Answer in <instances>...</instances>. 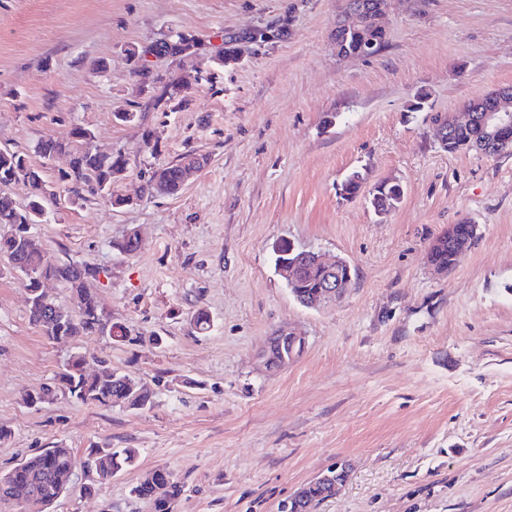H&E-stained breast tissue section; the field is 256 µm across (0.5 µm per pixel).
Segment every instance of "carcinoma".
<instances>
[{"instance_id": "obj_1", "label": "carcinoma", "mask_w": 512, "mask_h": 512, "mask_svg": "<svg viewBox=\"0 0 512 512\" xmlns=\"http://www.w3.org/2000/svg\"><path fill=\"white\" fill-rule=\"evenodd\" d=\"M142 52L143 45H131L125 49V59L131 65L139 91L150 94L152 108L166 112L173 101L179 105L187 103L188 86L169 68L158 64L151 75L144 73ZM93 138L91 130L76 126L71 131L70 142L48 137L38 143L37 151L45 159L73 151L69 170L60 176L63 191L70 199L86 201L91 197L118 203L120 198L113 195L112 187L126 171V158L120 153L93 148ZM481 139L482 130L478 124L458 126L449 134L448 151L474 150L475 143ZM207 161L206 155L189 150L174 161L158 164L149 181L150 193H179L184 187L185 171L200 170ZM19 181L27 183L30 189L24 205L3 191V188ZM376 193L379 199L373 205L385 211L401 199L403 190L398 184L386 183L377 187ZM57 205V195L47 191L39 171L35 170L25 153L0 149V227L8 228L7 232L0 233V258L9 257L18 263L19 268L30 271L29 275L21 278L23 288L29 293V321L52 340L108 335L115 341H122L126 338L125 328L112 323V315L100 296L89 288L88 276L79 271V267L88 268L90 263L57 262L38 247L27 246L29 225L41 222ZM50 282L62 283L70 290L74 299L73 309L57 305L51 307L43 300L42 289ZM84 364V356L75 354L55 377L71 397L82 403L127 410H143L151 405L152 392L146 386L131 388V384L137 382L134 377L110 366L97 372H87ZM53 394L55 386L45 384L26 393L23 401L29 406L50 404ZM138 457L135 448H114L107 443L90 449L83 458L77 457L70 448H48L0 473V512L17 506L24 512H48L62 495L71 490V486L60 477L68 474L74 465L83 463L93 467L97 482L103 484L121 470L135 466ZM16 488L27 489L25 503L13 500ZM132 492L149 501L153 512H174L175 503L182 494V485L166 470L155 480L139 483ZM324 492V484L314 479L300 487L304 512H311L325 500Z\"/></svg>"}]
</instances>
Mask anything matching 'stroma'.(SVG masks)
I'll return each instance as SVG.
<instances>
[{
    "mask_svg": "<svg viewBox=\"0 0 512 512\" xmlns=\"http://www.w3.org/2000/svg\"><path fill=\"white\" fill-rule=\"evenodd\" d=\"M341 6L0 0V148L28 154L61 196L30 233L57 261L105 269L93 287L127 331L50 340L21 284L0 275V472L46 448L139 451L135 467L52 512H152L132 489L158 468L183 486L175 512H277L338 464L346 478L314 512H512V153L445 151L433 123L512 86V0H388L385 44L369 57L337 55ZM287 13V37L246 46L239 62L187 60L189 104L175 112L148 107L124 58L172 32L217 46ZM136 103L137 122L115 120ZM78 125L125 156L113 187L125 205L62 197L69 158L44 160L36 145ZM193 149L207 165L178 194H150L156 161ZM355 172L360 190L344 197ZM383 183L403 195L380 212ZM462 221L477 227L471 247L434 271L430 245ZM132 229L141 248L121 254ZM282 242L347 260L343 299L301 306L274 269ZM285 325L307 345L271 373L260 353ZM74 353L87 370L145 382L151 406L84 404L62 388L24 404Z\"/></svg>",
    "mask_w": 512,
    "mask_h": 512,
    "instance_id": "1",
    "label": "stroma"
}]
</instances>
